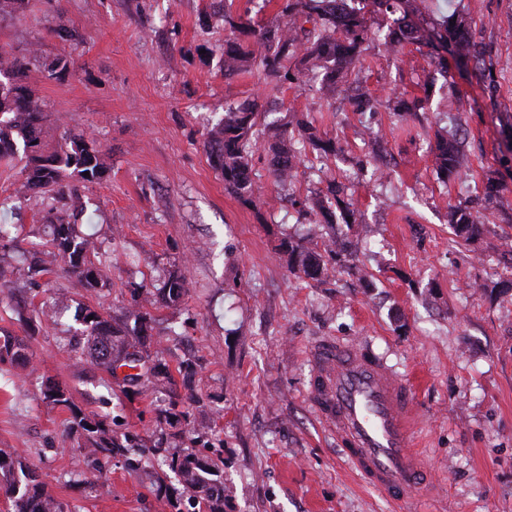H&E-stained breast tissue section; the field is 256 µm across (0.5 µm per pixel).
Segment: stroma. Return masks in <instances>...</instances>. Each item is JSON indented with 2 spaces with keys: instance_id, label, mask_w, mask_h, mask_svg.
<instances>
[{
  "instance_id": "obj_1",
  "label": "stroma",
  "mask_w": 512,
  "mask_h": 512,
  "mask_svg": "<svg viewBox=\"0 0 512 512\" xmlns=\"http://www.w3.org/2000/svg\"><path fill=\"white\" fill-rule=\"evenodd\" d=\"M414 22L465 17L493 71L492 83L428 49L392 51L371 41L362 65L339 74L328 95L312 75L270 83L250 68L225 74L224 0H29L24 18H0V51L36 52L28 84L60 131L95 137L107 171L73 179L71 197L19 195L21 160L0 162V336L27 338L31 369L0 364V448L25 458L39 482L73 512H158L146 456L139 471L121 456L82 473L64 444L68 411L43 399L46 381L67 387L76 407L104 419L112 435L152 445L161 414L199 397L181 422L182 441L221 450L224 512H512V0H416ZM74 38L57 37L59 24ZM69 55L73 70L48 79L45 66ZM372 97L358 113L350 99ZM417 101L402 118L389 101ZM297 114L335 140V156L300 164L290 195L253 161L256 202L227 192L210 167L206 133L228 108ZM457 134L461 178L441 181L435 134ZM348 187L353 225H337L349 247L321 281L288 269L281 235L319 240L315 215L299 202L329 179ZM499 195L486 201L488 185ZM460 205L485 229L465 240L448 222ZM65 215L101 243L112 285L86 292L48 245ZM45 268L30 282L25 258ZM178 271L191 284L181 306L156 310L148 336L163 341L172 383L160 391L111 385L75 348L85 307L121 317L130 288ZM65 292V308L42 316ZM34 318L28 332L21 316ZM322 337L362 342L411 375L421 426L414 443L436 483L404 506L371 487L343 457L308 399V352Z\"/></svg>"
}]
</instances>
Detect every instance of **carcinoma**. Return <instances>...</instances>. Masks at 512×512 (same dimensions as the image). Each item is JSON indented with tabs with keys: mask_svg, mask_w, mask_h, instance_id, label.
Instances as JSON below:
<instances>
[{
	"mask_svg": "<svg viewBox=\"0 0 512 512\" xmlns=\"http://www.w3.org/2000/svg\"><path fill=\"white\" fill-rule=\"evenodd\" d=\"M28 0H0V17L24 14ZM409 0H283L282 13L287 22L271 33L256 28L251 19L224 9V25L246 40L224 43V70L236 73L253 65L275 81L294 79V72H303L309 64L323 69L322 83L331 88L336 72L349 69L361 56L369 38L367 14L377 8L393 15L386 34L394 46L419 41L416 28L409 19ZM312 27L307 28L305 24ZM437 52L452 50L462 63H473L482 69L483 59L472 42L469 26L462 16L450 17L439 24L427 42ZM35 56H14L0 52V161L22 156L25 164L21 174L26 192L50 194L62 198L73 195L70 179H98L104 173L101 148L96 140L83 132L53 135L57 127L52 113L43 109L41 100L24 83ZM48 73L62 80L71 73L67 55L56 57ZM321 155L336 154V141L322 137L313 123L299 121L296 126L281 118L268 119L257 111L256 104L243 103L224 113V119L211 131L204 143L210 166L224 178V188L243 202L254 193L253 159L257 152L272 161L271 174L283 190L292 183L294 161L308 149ZM435 165L440 176H460L463 160L458 143L439 137L435 146ZM326 203L318 208L328 224H350L351 199L345 185L333 179L326 188ZM457 234L468 238L480 234L482 225L468 209L454 207L448 214ZM50 245L64 264V270L77 278L89 293H98L110 284L107 261L97 251L96 242L76 234L74 225L61 216L49 225ZM279 251L288 256V266L311 279H320L327 272L324 255L346 251L343 239H333L323 251L308 247L282 234ZM188 292L187 280L171 274L163 285L151 292L142 285L131 289V302L124 319H112L90 307L81 318L83 346L93 361L118 386L138 384L140 369L147 368L157 386L171 383L169 365L162 351H149L145 336L153 320L152 310L178 306ZM93 319H88V316ZM0 361L20 367L32 364L28 342L6 334L0 337ZM46 402L66 407L71 421L66 439L81 450V463L86 470L96 469L97 456L119 454L128 469H139L145 455L160 460L188 495L193 512H224V459L215 451L203 455L195 448L171 445L180 433L161 432L153 446L147 448L134 437L119 440L109 434L104 420L90 417L73 404L69 390L55 382L43 387ZM158 501L169 512H182L181 501L169 494L163 475L155 477ZM0 495L9 502V512H72L44 485L37 482L29 466L16 453L0 448Z\"/></svg>",
	"mask_w": 512,
	"mask_h": 512,
	"instance_id": "1",
	"label": "carcinoma"
}]
</instances>
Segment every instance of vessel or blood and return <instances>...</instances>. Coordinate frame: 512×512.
Returning a JSON list of instances; mask_svg holds the SVG:
<instances>
[{
	"mask_svg": "<svg viewBox=\"0 0 512 512\" xmlns=\"http://www.w3.org/2000/svg\"><path fill=\"white\" fill-rule=\"evenodd\" d=\"M309 359L312 408L351 465L392 501L424 490L432 477L412 450L418 414L411 380L371 347L339 339L315 343Z\"/></svg>",
	"mask_w": 512,
	"mask_h": 512,
	"instance_id": "1",
	"label": "vessel or blood"
}]
</instances>
